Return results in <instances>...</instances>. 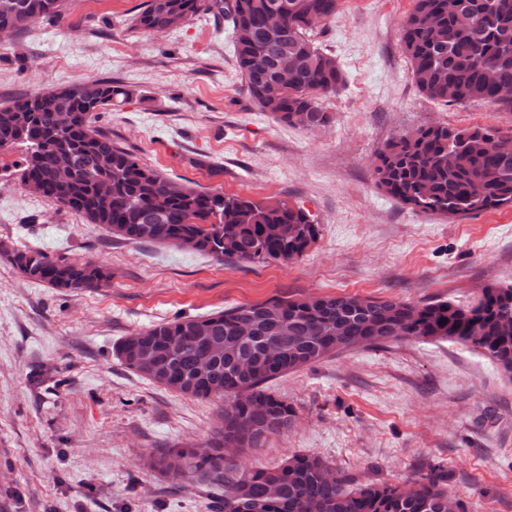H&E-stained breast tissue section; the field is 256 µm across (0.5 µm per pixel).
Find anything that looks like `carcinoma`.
<instances>
[{
	"label": "carcinoma",
	"mask_w": 512,
	"mask_h": 512,
	"mask_svg": "<svg viewBox=\"0 0 512 512\" xmlns=\"http://www.w3.org/2000/svg\"><path fill=\"white\" fill-rule=\"evenodd\" d=\"M341 0H144L134 26L167 27L171 15L210 14L232 25L236 63L244 89L260 111L288 126L307 112L321 127L330 116L320 104L336 92L345 72L311 39L313 26L336 15ZM276 3L284 26L264 25ZM65 0H0V25L20 32L41 18L61 21ZM411 79L426 99L444 104L483 102L512 112L498 94L512 85V0H414L400 29ZM294 62L292 77L276 80L278 62ZM129 91L110 82L67 86L7 105L0 121V150L26 146L15 171L35 179L42 197L100 224L128 241L175 244L217 259L288 262L316 241L310 215L286 200L253 201L188 187L142 164L112 143L97 125L102 112ZM72 115L66 131L56 114ZM512 142V129L451 128L430 124L414 138L403 133L378 152L376 184L400 202L450 219L512 204V151L492 153L490 138ZM167 209L153 208L156 196ZM23 276L67 291L91 290L110 278L94 262H68L41 250L12 251ZM453 341L480 350L512 378V284L484 288L474 304L437 300L411 305L388 298L339 295L241 304L202 317L159 322L125 337L116 355L129 370L153 353V383L195 398L224 401L220 426L206 449L163 448L148 467L174 480L224 484V512H448V472L429 467L402 484L368 483L355 490L319 457L293 456L273 468H244L237 457L288 429L295 412L267 384L336 352V341L365 347L392 339Z\"/></svg>",
	"instance_id": "obj_1"
}]
</instances>
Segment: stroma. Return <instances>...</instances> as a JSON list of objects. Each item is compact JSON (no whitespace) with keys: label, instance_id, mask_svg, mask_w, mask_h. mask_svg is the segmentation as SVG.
Returning <instances> with one entry per match:
<instances>
[{"label":"stroma","instance_id":"35a3bbf8","mask_svg":"<svg viewBox=\"0 0 512 512\" xmlns=\"http://www.w3.org/2000/svg\"><path fill=\"white\" fill-rule=\"evenodd\" d=\"M143 0H67L0 44V105L53 87L108 81L128 98L97 124L173 181L308 211L316 242L295 260L227 263L173 244L113 238L35 195L0 151V243L95 261L106 287L67 292L22 277L0 253V512H215L210 485L149 471L156 448L207 441L217 403L134 374L113 348L160 321L272 298L357 294L412 304L476 301L512 283V208L450 219L396 200L373 162L393 137L444 123L512 128V112L440 104L414 86L400 28L413 0H341L312 38L346 85L310 132L260 112L242 87L231 26L196 15L151 33ZM288 431L241 457L255 468L322 458L351 485L400 483L443 466L465 512H512V378L473 347L413 338L335 353L275 379Z\"/></svg>","mask_w":512,"mask_h":512}]
</instances>
